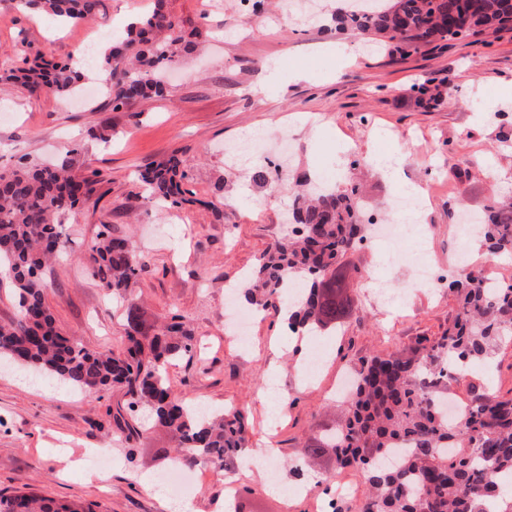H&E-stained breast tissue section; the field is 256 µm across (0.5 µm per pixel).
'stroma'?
Segmentation results:
<instances>
[{
    "mask_svg": "<svg viewBox=\"0 0 512 512\" xmlns=\"http://www.w3.org/2000/svg\"><path fill=\"white\" fill-rule=\"evenodd\" d=\"M280 2L265 0L254 13L243 0H168L184 34L201 32L204 41L180 58L163 96L129 109L112 110L103 94L77 102L0 87V170L23 156L57 161L80 144L76 161L97 171L96 191L65 217V233L80 251L101 225H110L113 234L132 239L144 265L122 298L106 297L99 280L73 258L44 268L46 299L62 334L93 350H121L126 300L144 309L149 324L181 321L194 340L192 352L168 368L176 396L232 407L245 417V447L226 469L197 472L187 490L199 512H220L228 484L238 512H318L342 475L368 490L360 470H337L327 452L312 467L303 451L309 438L338 425L344 414L336 377L373 355L442 335L458 310L447 289H407L405 267L392 265L383 245L369 243L340 259L350 303L336 330L314 342L324 359L314 366L313 381H306L296 351L269 348L288 332L279 312L258 314L249 343L234 342L224 324V292L233 288L236 304L246 308L244 276L288 232L292 196L281 175L269 173L265 187L251 179L253 169L265 167L269 148L290 137L289 174L336 181L344 177L338 162L348 149L373 158L402 145L405 182L448 179L420 219V256L442 270L452 257H463L475 271L484 261L483 254L462 249L471 231L448 215V183L459 185L466 207L478 212L512 195V105L500 104L512 89L511 31L442 49L423 45L407 55L374 53L336 21V0H320L324 11L311 23L280 15ZM151 7L152 0H101L91 21L63 26L0 0V52L17 62L35 56L68 61L77 51L105 46L113 31ZM424 81L447 85L448 105L417 104L412 87ZM253 126L261 128L265 148L245 162L230 160L242 128ZM93 127L106 129L110 142L90 139ZM176 150L188 159L187 203L148 201L139 171ZM490 168L498 183L487 179ZM370 274L391 296L378 298L366 287ZM399 291L405 294L400 301L394 298ZM448 391L459 401L478 391L511 396L512 342L488 365L450 382ZM270 439L281 489L306 484L313 473L320 486L285 499L268 491L263 468L239 478L242 459L258 455ZM174 446L164 428L145 422L126 388L86 393L0 370V493L27 486L61 503L96 504L101 512H164L142 480L170 468L165 454Z\"/></svg>",
    "mask_w": 512,
    "mask_h": 512,
    "instance_id": "stroma-1",
    "label": "stroma"
}]
</instances>
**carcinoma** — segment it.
<instances>
[{"label":"carcinoma","mask_w":512,"mask_h":512,"mask_svg":"<svg viewBox=\"0 0 512 512\" xmlns=\"http://www.w3.org/2000/svg\"><path fill=\"white\" fill-rule=\"evenodd\" d=\"M100 0H17L21 9L43 12L63 25L94 14ZM374 9L350 10L341 17L356 34L380 38L387 47L409 53L416 43H445L512 25V0H376ZM181 21L167 0H153L147 14L130 23L101 54L96 79L114 110L165 91L164 73L182 53ZM82 76L67 64L13 68L0 54V82L17 83L34 95H77ZM419 104L436 108L445 98L421 83L413 87ZM185 159L173 153L140 173L147 198L179 206ZM294 194L288 222L292 237L278 241L242 288L263 310L286 306L285 282L296 279L302 292L288 316L291 328L336 324V294L342 293L337 258L363 243L359 187L344 190L312 185ZM96 181L75 169L71 159L56 164L19 161L0 173V270L11 279L18 319L0 324V364L17 366L73 390L100 391L123 386L151 412L177 442V458L192 466H224L244 445L246 427L237 411L196 416L173 393L167 368L191 351L192 334L181 322L151 333L144 312L126 310L122 353L94 351L61 334L46 302L42 269L71 255L61 218L95 192ZM483 246L495 258L512 255V197L488 207ZM89 274L108 291L122 294L142 268L130 238L102 225L80 256ZM459 299L453 323L425 353L413 349L376 355L356 369L353 392L342 425L304 448L308 457L331 448L339 469L359 468L371 488L360 512H486L478 504L498 497L500 475L512 476V396L475 395L467 415L448 423L441 393L448 380L473 365L485 364L512 336V283L483 285L482 274L463 270L447 283ZM0 512H93L59 504L34 493L0 494Z\"/></svg>","instance_id":"carcinoma-1"}]
</instances>
